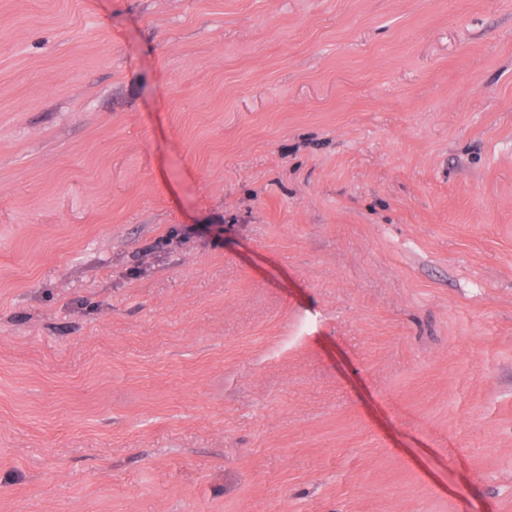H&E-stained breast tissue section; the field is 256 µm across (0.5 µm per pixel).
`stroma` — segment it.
<instances>
[{
	"mask_svg": "<svg viewBox=\"0 0 512 512\" xmlns=\"http://www.w3.org/2000/svg\"><path fill=\"white\" fill-rule=\"evenodd\" d=\"M0 512H512V0H0Z\"/></svg>",
	"mask_w": 512,
	"mask_h": 512,
	"instance_id": "35a3bbf8",
	"label": "stroma"
}]
</instances>
